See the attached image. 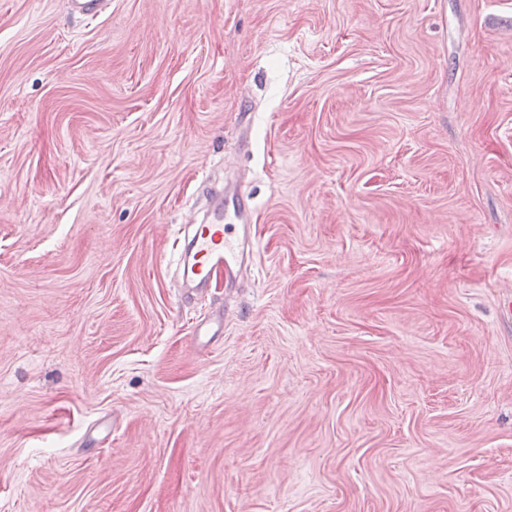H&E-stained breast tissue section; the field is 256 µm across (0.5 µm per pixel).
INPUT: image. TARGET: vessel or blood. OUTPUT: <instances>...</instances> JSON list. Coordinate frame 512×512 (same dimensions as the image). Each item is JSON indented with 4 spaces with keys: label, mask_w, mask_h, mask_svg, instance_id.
Segmentation results:
<instances>
[{
    "label": "vessel or blood",
    "mask_w": 512,
    "mask_h": 512,
    "mask_svg": "<svg viewBox=\"0 0 512 512\" xmlns=\"http://www.w3.org/2000/svg\"><path fill=\"white\" fill-rule=\"evenodd\" d=\"M232 211L233 223H225V211ZM253 209L233 187L216 196L205 223L193 225L187 245L180 254V273L192 290L204 291L214 270H223L227 284H234L239 272L251 262L254 242ZM224 327L223 314L200 320L193 327V344L202 337L218 335Z\"/></svg>",
    "instance_id": "1"
}]
</instances>
